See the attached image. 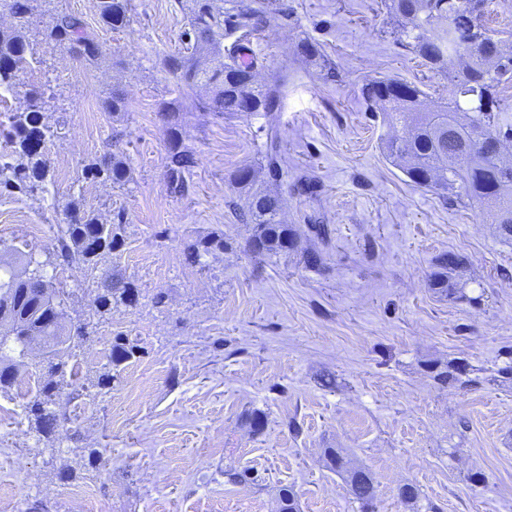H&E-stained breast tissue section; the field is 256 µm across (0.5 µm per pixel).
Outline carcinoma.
<instances>
[{"mask_svg":"<svg viewBox=\"0 0 512 512\" xmlns=\"http://www.w3.org/2000/svg\"><path fill=\"white\" fill-rule=\"evenodd\" d=\"M189 28L183 33V47L164 59V65L179 77L178 97L163 103L167 124L165 175L171 192L183 195L189 189L191 157L183 146L179 125L180 100L198 87L208 97L198 98L201 112L228 115L235 112H270L276 104L274 91L256 80L259 56L250 37L264 22L267 6L224 9L214 0H193ZM388 14L399 29L403 46L437 69L450 58L459 63L448 69L453 96L444 105L424 107L425 93L419 87L387 77L368 81L363 95L379 107L389 133L381 147L386 157L408 180L419 188L435 191L442 198L452 197L479 207L491 223L512 236V163L504 160L496 144L512 138V129L502 131L499 112L503 99L499 88L512 82V46L489 33L484 25L487 0H384ZM42 5L53 6L52 26L31 38L25 32V19ZM17 23L0 26V89L12 92L16 73L42 64L36 57L38 41H48L64 49L87 69L98 67L104 52L96 37L78 15L54 6V0H0ZM103 25L114 30L131 20V0H98ZM234 37L226 48L216 32ZM51 94L44 88L29 92L26 107L7 113L0 126L12 161L0 164V187L22 196L45 191L50 181L44 150L58 134L46 121L44 112ZM108 112L118 117L128 110V101L119 92L104 101ZM260 171L243 167L232 173L239 189L249 194L247 223L251 239L258 243L252 252L278 255L293 249V228L280 219L279 199L254 189ZM87 179H99L122 187L129 174L122 161L93 159L83 166ZM125 244L123 224H105L92 211L70 203L66 223L58 225L56 245L48 260L39 261L18 253L19 273L10 265L0 277V393L14 386L17 367L24 364L31 343L57 346L62 357L30 372L29 400L23 405L35 428L49 438L56 433L58 415L54 409L61 390L60 378L70 373L72 394L80 397L93 386L110 389L121 376V366L143 353L138 341L122 332L112 337L108 363L94 381L85 384L78 372L67 370L72 356L73 337L89 338L88 327L107 319L121 306L135 308L142 294L137 285L114 274L92 289L87 322L71 335L62 322L61 307L68 292L47 278L46 266L78 263L90 271L99 261ZM227 242L221 235L199 240L187 249L193 263L201 255L222 251ZM458 264L448 258L437 260L430 286L450 297H457L453 272ZM352 495L368 507L374 499L371 475L362 468L349 469ZM279 512H298L292 488H280Z\"/></svg>","mask_w":512,"mask_h":512,"instance_id":"obj_1","label":"carcinoma"}]
</instances>
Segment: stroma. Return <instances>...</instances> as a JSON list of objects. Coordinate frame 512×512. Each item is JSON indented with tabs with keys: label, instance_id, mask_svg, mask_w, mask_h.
<instances>
[{
	"label": "stroma",
	"instance_id": "1",
	"mask_svg": "<svg viewBox=\"0 0 512 512\" xmlns=\"http://www.w3.org/2000/svg\"><path fill=\"white\" fill-rule=\"evenodd\" d=\"M266 2L270 21L251 41L257 80L280 104L224 118L184 104L193 164L183 195L165 180L160 103L177 78L162 61L181 49L193 0H132L118 30L100 24L97 0H62L102 45L103 63L85 69L41 42V65L18 72L8 105L51 85L46 119L61 129L45 149L48 191L0 190V261L46 257L71 202L105 222L122 215L121 251L95 272L65 264L54 275L71 292L68 322L86 317L88 289L112 272L142 291L138 307L113 310L79 342L84 381L102 371L115 333L144 352L112 390L60 396L51 442L22 411L20 369L0 395V512H277L286 485L299 512H361L329 448L370 472L374 512H512V377L502 372L512 364V237L477 208L410 183L382 153L387 128L362 96L368 80L394 76L444 102L448 72L402 47L384 0ZM305 40L329 68L302 58ZM113 90L129 104L120 122L102 107ZM271 135L283 176L264 187L297 232L293 251L274 256L249 251L250 227L234 215L246 198L231 182L238 167L263 165ZM109 152L129 170L125 188L81 177L85 161ZM305 180L315 195L298 192ZM312 217L330 226L328 246L309 232ZM212 235L227 249L187 263V247ZM317 249L321 264L308 265ZM444 254L465 261L457 299L429 286ZM459 365L466 383L436 381ZM326 373L334 386L322 384ZM256 411L258 433L247 421ZM87 448L100 451V468L60 481ZM244 470L252 481H229ZM476 472L482 483L471 482ZM407 484L419 491L412 507L399 497Z\"/></svg>",
	"mask_w": 512,
	"mask_h": 512
}]
</instances>
